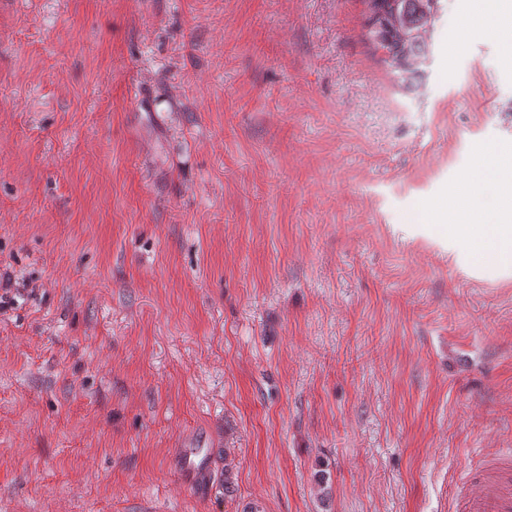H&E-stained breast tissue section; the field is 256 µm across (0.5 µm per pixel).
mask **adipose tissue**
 <instances>
[{
	"instance_id": "obj_1",
	"label": "adipose tissue",
	"mask_w": 512,
	"mask_h": 512,
	"mask_svg": "<svg viewBox=\"0 0 512 512\" xmlns=\"http://www.w3.org/2000/svg\"><path fill=\"white\" fill-rule=\"evenodd\" d=\"M491 167L471 170L452 192L448 207L418 205L408 215L438 242L457 247L467 267L512 273V210L501 204L512 193V145L487 143Z\"/></svg>"
}]
</instances>
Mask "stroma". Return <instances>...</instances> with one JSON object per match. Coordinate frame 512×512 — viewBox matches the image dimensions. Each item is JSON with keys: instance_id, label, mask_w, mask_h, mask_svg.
I'll return each mask as SVG.
<instances>
[{"instance_id": "obj_1", "label": "stroma", "mask_w": 512, "mask_h": 512, "mask_svg": "<svg viewBox=\"0 0 512 512\" xmlns=\"http://www.w3.org/2000/svg\"><path fill=\"white\" fill-rule=\"evenodd\" d=\"M364 10L0 0V512H443L512 451V275L407 222L512 62L444 0L407 90ZM214 459L210 448H183L179 453L178 473L189 485L205 482L209 476Z\"/></svg>"}]
</instances>
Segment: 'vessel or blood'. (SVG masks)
<instances>
[{
    "label": "vessel or blood",
    "mask_w": 512,
    "mask_h": 512,
    "mask_svg": "<svg viewBox=\"0 0 512 512\" xmlns=\"http://www.w3.org/2000/svg\"><path fill=\"white\" fill-rule=\"evenodd\" d=\"M213 459L211 449H183L178 472L192 485L206 481ZM454 512H512V457L492 459L475 469L470 483L455 492Z\"/></svg>",
    "instance_id": "vessel-or-blood-1"
}]
</instances>
